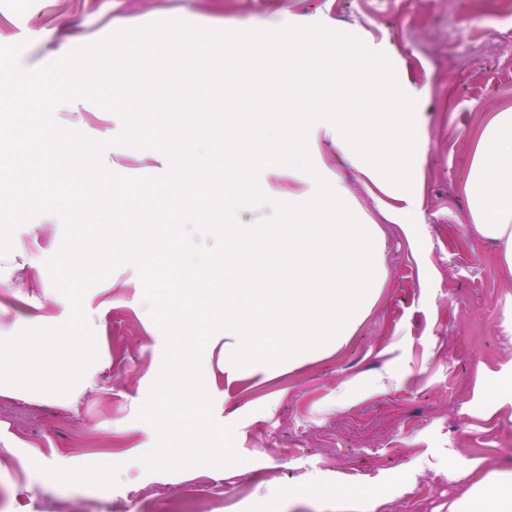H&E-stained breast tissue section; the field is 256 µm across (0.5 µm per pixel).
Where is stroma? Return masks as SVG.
<instances>
[{
	"instance_id": "1",
	"label": "stroma",
	"mask_w": 512,
	"mask_h": 512,
	"mask_svg": "<svg viewBox=\"0 0 512 512\" xmlns=\"http://www.w3.org/2000/svg\"><path fill=\"white\" fill-rule=\"evenodd\" d=\"M181 18L218 30L324 27L383 51L415 101L423 136L411 165L419 206L400 221L376 208L363 177L324 145L312 156L347 208L377 224L387 278L338 350L295 362L235 365L232 337L214 333L201 363L215 420L233 426L238 463L148 471L132 460L158 435L137 413L163 366L166 337L150 315L134 264L118 266L82 301L106 368L79 402L19 388L0 396V512H350L349 496L378 512H448L472 473L512 471V405L497 402L512 375V308L494 243L466 226L467 182L486 118L512 106V17L496 0H0V45H21L33 71L111 34ZM107 142L121 176L158 177L152 149L112 145L120 118L85 100L54 114ZM65 228L52 213L18 227L0 257V332L55 328L71 316L47 262ZM209 486L185 494L199 477Z\"/></svg>"
}]
</instances>
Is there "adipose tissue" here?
<instances>
[{"instance_id": "adipose-tissue-1", "label": "adipose tissue", "mask_w": 512, "mask_h": 512, "mask_svg": "<svg viewBox=\"0 0 512 512\" xmlns=\"http://www.w3.org/2000/svg\"><path fill=\"white\" fill-rule=\"evenodd\" d=\"M465 195L468 228L498 244L500 260L512 274V109L493 113L477 135ZM448 512H512V473L476 475Z\"/></svg>"}]
</instances>
